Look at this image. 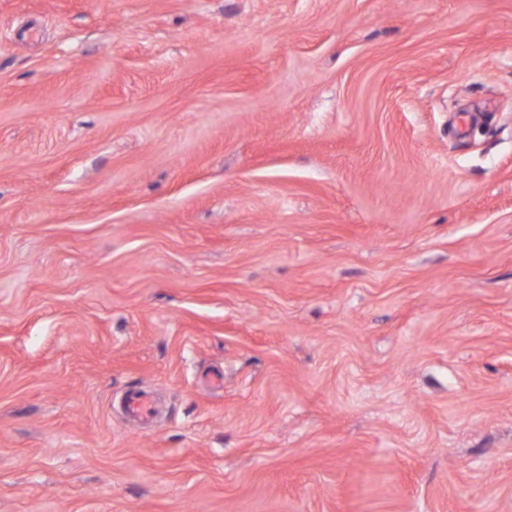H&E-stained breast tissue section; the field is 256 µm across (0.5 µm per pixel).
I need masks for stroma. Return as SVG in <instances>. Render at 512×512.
Here are the masks:
<instances>
[{"label": "stroma", "mask_w": 512, "mask_h": 512, "mask_svg": "<svg viewBox=\"0 0 512 512\" xmlns=\"http://www.w3.org/2000/svg\"><path fill=\"white\" fill-rule=\"evenodd\" d=\"M0 512H512V0H0Z\"/></svg>", "instance_id": "stroma-1"}]
</instances>
